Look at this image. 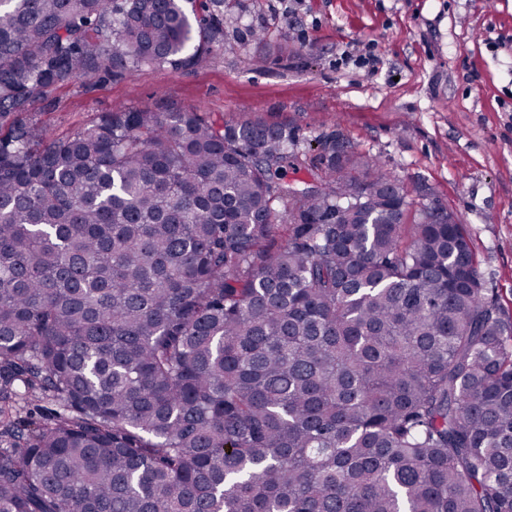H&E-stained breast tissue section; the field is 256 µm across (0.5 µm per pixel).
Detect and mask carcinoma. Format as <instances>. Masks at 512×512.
I'll use <instances>...</instances> for the list:
<instances>
[{"label":"carcinoma","instance_id":"cac0c4a2","mask_svg":"<svg viewBox=\"0 0 512 512\" xmlns=\"http://www.w3.org/2000/svg\"><path fill=\"white\" fill-rule=\"evenodd\" d=\"M223 47L181 0H0V512H512V318L447 208L262 120L25 116Z\"/></svg>","mask_w":512,"mask_h":512}]
</instances>
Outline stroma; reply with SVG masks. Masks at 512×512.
<instances>
[{"label":"stroma","instance_id":"1","mask_svg":"<svg viewBox=\"0 0 512 512\" xmlns=\"http://www.w3.org/2000/svg\"><path fill=\"white\" fill-rule=\"evenodd\" d=\"M216 57L57 87L28 115L65 136L124 104L261 119L299 154L341 135L464 224L476 269L512 316V0H222ZM264 31L256 39L255 31ZM376 40L375 70L337 67ZM286 52H276V45Z\"/></svg>","mask_w":512,"mask_h":512}]
</instances>
